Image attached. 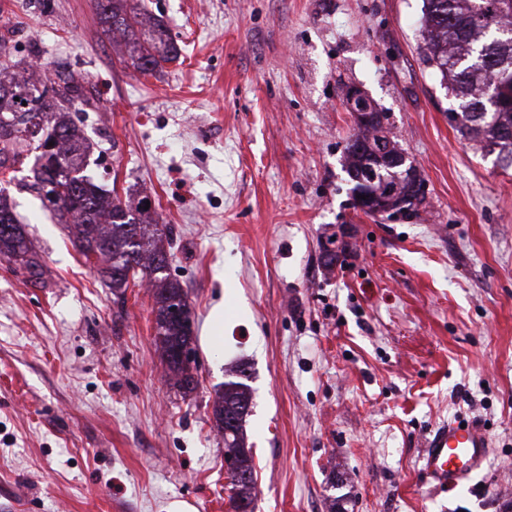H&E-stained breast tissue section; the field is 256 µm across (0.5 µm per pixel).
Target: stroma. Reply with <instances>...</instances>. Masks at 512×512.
<instances>
[{
	"instance_id": "1",
	"label": "stroma",
	"mask_w": 512,
	"mask_h": 512,
	"mask_svg": "<svg viewBox=\"0 0 512 512\" xmlns=\"http://www.w3.org/2000/svg\"><path fill=\"white\" fill-rule=\"evenodd\" d=\"M96 4L0 0V59L84 86V172L150 198L198 386L170 385L152 291L116 299L26 147L0 181L40 272L0 257V512H233L213 406L241 362L256 512H512V166L449 122L423 0H145L181 49L152 75ZM355 86L425 186L392 219L343 167ZM455 420L490 454L441 491L421 456Z\"/></svg>"
}]
</instances>
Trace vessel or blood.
Instances as JSON below:
<instances>
[{"instance_id":"b4317fda","label":"vessel or blood","mask_w":512,"mask_h":512,"mask_svg":"<svg viewBox=\"0 0 512 512\" xmlns=\"http://www.w3.org/2000/svg\"><path fill=\"white\" fill-rule=\"evenodd\" d=\"M489 454L480 429L453 421L440 427L428 441L422 466L438 485L453 489L480 470Z\"/></svg>"}]
</instances>
